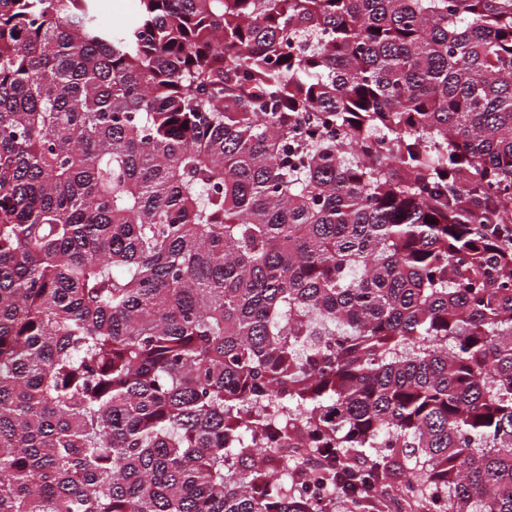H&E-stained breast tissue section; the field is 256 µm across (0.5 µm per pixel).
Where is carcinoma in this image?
Masks as SVG:
<instances>
[{
    "instance_id": "carcinoma-1",
    "label": "carcinoma",
    "mask_w": 512,
    "mask_h": 512,
    "mask_svg": "<svg viewBox=\"0 0 512 512\" xmlns=\"http://www.w3.org/2000/svg\"><path fill=\"white\" fill-rule=\"evenodd\" d=\"M395 496L512 512V0H0V512ZM97 19L105 28L134 24L139 14V0H98Z\"/></svg>"
}]
</instances>
